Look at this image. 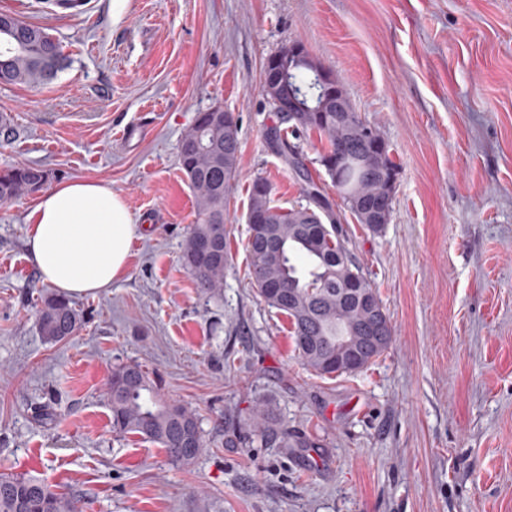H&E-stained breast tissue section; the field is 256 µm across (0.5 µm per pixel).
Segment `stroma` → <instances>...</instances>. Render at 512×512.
Wrapping results in <instances>:
<instances>
[{
    "mask_svg": "<svg viewBox=\"0 0 512 512\" xmlns=\"http://www.w3.org/2000/svg\"><path fill=\"white\" fill-rule=\"evenodd\" d=\"M0 11L47 28L64 55L44 85H0L12 131L0 170L111 183L143 227L123 279L75 298L81 329L50 344L36 311L52 289L25 249L38 197L0 202V473L59 486L81 512H512V0H0ZM296 42L398 166L391 221L374 234L319 165V135L299 140L393 327L354 375L303 366L288 318L250 283L252 181L266 179L277 205L303 201L264 139L280 115L263 65ZM215 106L237 118L241 152L212 297L182 261L197 209L178 145ZM133 121L150 132L127 146ZM130 361L197 413L193 465L113 433L107 377ZM258 405L320 447H226L225 419Z\"/></svg>",
    "mask_w": 512,
    "mask_h": 512,
    "instance_id": "stroma-1",
    "label": "stroma"
}]
</instances>
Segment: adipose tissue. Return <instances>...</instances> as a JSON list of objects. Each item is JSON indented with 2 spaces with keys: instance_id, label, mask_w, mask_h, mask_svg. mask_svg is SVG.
Masks as SVG:
<instances>
[{
  "instance_id": "ef3b65f1",
  "label": "adipose tissue",
  "mask_w": 512,
  "mask_h": 512,
  "mask_svg": "<svg viewBox=\"0 0 512 512\" xmlns=\"http://www.w3.org/2000/svg\"><path fill=\"white\" fill-rule=\"evenodd\" d=\"M135 231L110 185L72 180L41 195L29 216L26 249L44 284L94 296L124 276Z\"/></svg>"
}]
</instances>
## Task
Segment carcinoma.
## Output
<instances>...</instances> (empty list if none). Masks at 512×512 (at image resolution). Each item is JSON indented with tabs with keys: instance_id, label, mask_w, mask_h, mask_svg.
I'll return each mask as SVG.
<instances>
[{
	"instance_id": "cac0c4a2",
	"label": "carcinoma",
	"mask_w": 512,
	"mask_h": 512,
	"mask_svg": "<svg viewBox=\"0 0 512 512\" xmlns=\"http://www.w3.org/2000/svg\"><path fill=\"white\" fill-rule=\"evenodd\" d=\"M62 61L59 44L46 28L25 23L11 13H0V85L38 86L56 76ZM309 68L290 70L289 86L308 106L318 104L326 89ZM224 109L197 113L181 136L179 164L197 205L198 222L190 225L182 259L207 295H220L227 261L224 202L240 156L239 126L224 119ZM284 131L269 128V147L291 166L303 182L305 203L292 208L273 204L271 188L256 178L249 188L246 212L247 249L252 283L271 308L286 315L298 359L321 376H343L363 371L383 355L392 342V326L376 289L354 264L335 213L314 182L305 160L287 135L315 132L326 141L320 165L344 205L370 231L378 234L389 223L372 224L367 215L380 208L385 180L397 165L381 153L380 135L364 125L356 112H307ZM44 169L21 165L0 171V202L38 192ZM82 313L61 295L47 297L37 326L50 344L75 335ZM348 337L346 346L336 337ZM112 432L133 434L162 448L177 467H189L204 448L199 417L171 400L161 385L138 363L119 364L107 380ZM260 444L274 448H320L321 441L281 425L263 407L244 420ZM80 500L46 482L23 475L0 473V512H80Z\"/></svg>"
}]
</instances>
